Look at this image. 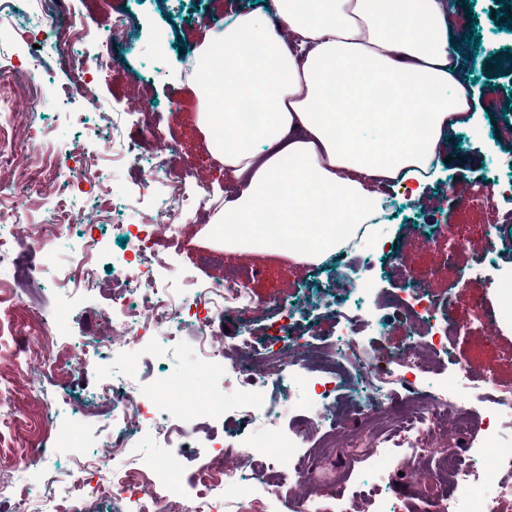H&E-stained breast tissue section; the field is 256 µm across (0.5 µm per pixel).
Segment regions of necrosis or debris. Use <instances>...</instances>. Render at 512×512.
<instances>
[{
  "label": "necrosis or debris",
  "instance_id": "obj_1",
  "mask_svg": "<svg viewBox=\"0 0 512 512\" xmlns=\"http://www.w3.org/2000/svg\"><path fill=\"white\" fill-rule=\"evenodd\" d=\"M26 2V15L35 25L57 30L49 51L66 60L72 93L85 98L89 111H101V103L92 94L90 75L103 68L104 61L92 54L91 47L100 37L124 38L131 30L130 20L124 16L105 20L94 34L64 12L60 0ZM42 110L37 99L19 108L11 76L0 73V124L24 130L20 142L0 149V166L13 163L20 152L35 145L42 135L38 124ZM177 153L176 147L167 148L146 180L150 186L162 182L167 194L162 218L152 225L158 238L171 230V218L186 199ZM74 158L77 176L69 180V188L87 189L97 199L99 210L109 209L110 199L101 185L102 155L78 150ZM11 198L10 189L0 186V258L11 265L9 286L37 279L39 271L27 261V253L52 244L71 219L66 199L60 198L52 223L22 227ZM79 256L76 267L63 271L56 280L57 288L70 298L84 292L100 256V243L92 231L83 234ZM115 273L121 285L112 291L111 309L97 311V329L110 342L122 337L126 370L100 383L96 398L111 405L122 425L110 439L99 443L96 453L74 461L65 500L43 498L14 478H2L0 512H96L105 502L129 503L136 512H340V497L307 502L284 495L283 487L285 478L306 479L303 449L310 442V428L320 429V443L334 439L341 427L336 397L355 388L361 396L351 412L361 422L351 428V440L381 455L400 448L412 460L419 458L422 449H441L439 467L449 489L447 512H486L490 503L512 498V484L499 478L494 468L495 463L512 461V436L504 431L505 420H512V396L500 395L490 377L471 374L462 366L442 372L437 392L428 394L422 389L433 366L420 357V349L448 354L462 332L450 311L434 303L425 283L407 277L406 288L385 300L409 332L402 357L409 378L404 382V397L397 398L381 385L376 365L360 355L368 320L350 317L344 304L336 306V320L342 325L338 338L320 347L301 340L288 322L280 329L286 346L257 348L244 342L230 354L215 337L212 325L226 302L242 297L238 276L230 274L210 287L172 296L157 288L155 256L141 240L129 242ZM186 330L197 341L198 367L211 378L222 379L223 388L199 394L188 374L163 380L148 391L141 388L135 380L139 348L160 335L174 340ZM56 333L55 327L41 324L33 333L30 351L56 371L77 369L81 351L72 345L55 347ZM271 384L284 392L300 386L313 390L311 399L298 406L304 419L292 428H280L283 410L265 398ZM474 390L480 391L484 403L479 411L472 408L470 393ZM232 414L259 420V434L244 441H217L204 417ZM146 427L163 444L175 434L201 435L216 442L212 465L200 470L190 490H183L177 480V459L157 463L131 459L130 450ZM452 433L475 438L484 459L479 473H472L470 464L454 453L444 452Z\"/></svg>",
  "mask_w": 512,
  "mask_h": 512
}]
</instances>
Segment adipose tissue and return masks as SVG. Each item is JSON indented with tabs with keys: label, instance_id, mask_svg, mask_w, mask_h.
Here are the masks:
<instances>
[{
	"label": "adipose tissue",
	"instance_id": "1",
	"mask_svg": "<svg viewBox=\"0 0 512 512\" xmlns=\"http://www.w3.org/2000/svg\"><path fill=\"white\" fill-rule=\"evenodd\" d=\"M465 7L464 0H272L295 51L260 12L225 24L220 59L209 46L199 49L203 75L192 85L199 124L223 128L209 150L237 182L215 218L225 251L279 253L302 237L311 246L292 260L316 263L352 246L381 211L385 190L429 183L445 131L470 108L453 33ZM247 102L263 112L250 126L238 120Z\"/></svg>",
	"mask_w": 512,
	"mask_h": 512
}]
</instances>
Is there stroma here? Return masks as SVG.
<instances>
[{
    "label": "stroma",
    "instance_id": "stroma-1",
    "mask_svg": "<svg viewBox=\"0 0 512 512\" xmlns=\"http://www.w3.org/2000/svg\"><path fill=\"white\" fill-rule=\"evenodd\" d=\"M468 5V11L458 18V27L464 34H476L481 44L474 50L462 48L460 77L478 95L471 103L476 120L471 123L463 117L458 126L448 129L445 154L449 161L421 195L402 189L388 192L384 218L375 228L383 247L361 245L354 253L334 254L317 265L297 264L285 256L229 254L212 217L189 209L176 221L173 234L153 242L161 288H204L223 280L227 269L262 268L261 276L245 282L251 301L249 313L214 318L212 330L222 336L226 348L245 340L263 345L281 308L293 313L310 335L335 337L339 327L327 309L337 297V271L359 273L370 284L372 297L380 298L403 288L402 273L408 270L427 281L431 298L437 305H451L454 318L465 327L464 334L453 342L451 358H435L436 367L447 368L449 360H456L471 372L493 375L502 391L512 395V322H500L492 336L481 325L482 320L499 319L502 310L512 305V292L501 287L503 273L512 272V231L500 235L493 231L503 210L512 203L500 198L487 205L471 198L474 186L489 188L512 179V9L502 8L500 0H469ZM63 7L94 30L106 18L129 15L135 34L128 41L104 39L95 44V51L111 60L107 71L94 73L92 82L93 94L106 111L97 122L83 125L78 115L86 111L87 104L70 92L64 59L42 51L43 45L54 41V31L39 27L26 36L13 16L0 17V55L33 75L21 89V97L51 99L42 119L47 140L59 150L61 162H68L72 148L100 149L112 135L116 112L121 115V136L132 149L127 161L107 176L112 208L98 217L94 228L105 252L94 268L90 288L72 303L68 339L83 345L81 367L64 377L48 372L36 378L26 374L16 362L27 344L29 309L22 303L15 308V336L0 344V377L14 388L13 424L0 433V464L30 441H37L44 450L35 474L37 490L58 498L65 494L62 480L73 458L80 455L81 444L100 442L112 432L111 409L93 404L89 397L95 383L112 377V363L102 357L101 342L94 339L92 331L96 310L112 306V258L123 252L117 243L119 236H138L155 213L151 197L139 193L147 168L163 145L173 144L188 189H195L198 177H205L219 207L225 194L233 190L223 168L212 163L196 125L190 62L202 42L208 18L222 20L255 9L251 0H63ZM487 95L494 99L495 108L486 107L483 98ZM141 98L160 113L158 130H149L138 113L129 111V104ZM60 187L57 181L24 186L18 206L27 223L51 218ZM88 212L86 195L74 197L70 225L64 226L50 253L33 255L34 262L44 269L38 288L45 315H52L62 301L52 281L59 269L75 265L76 227L83 224ZM448 224L463 233L479 226L492 230L489 264L476 267L466 240L449 245L441 232ZM369 317L381 326L366 338L370 356L380 366L393 368L395 375H403L398 360L408 336L404 325L391 309L380 305L371 309ZM195 346L193 335L187 333L162 349L144 351L139 359L141 386L152 387L161 378L187 369L194 360ZM48 410L77 423L79 444L57 442L54 433L44 429L43 416ZM170 453L179 454L181 480L192 485L207 461L203 441L188 444L176 435L167 447L150 444L133 451L143 460H158ZM310 458L306 482L290 487L291 495L339 493L350 512H367L358 476L382 471L386 491L403 512H442L443 500L432 472L416 471L396 459L385 460L343 439L325 452L311 451Z\"/></svg>",
    "mask_w": 512,
    "mask_h": 512
}]
</instances>
